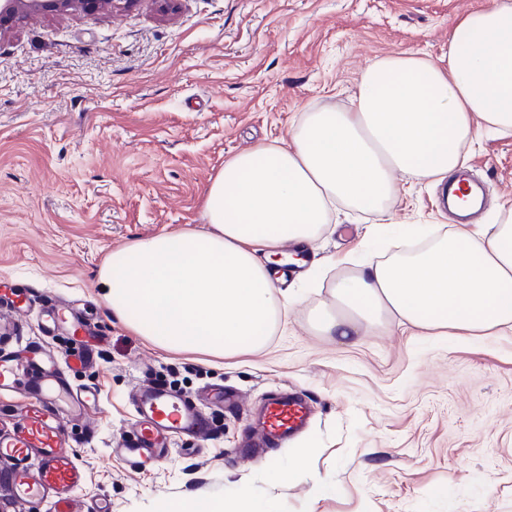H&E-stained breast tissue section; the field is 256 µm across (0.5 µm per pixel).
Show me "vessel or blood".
Wrapping results in <instances>:
<instances>
[{"mask_svg":"<svg viewBox=\"0 0 512 512\" xmlns=\"http://www.w3.org/2000/svg\"><path fill=\"white\" fill-rule=\"evenodd\" d=\"M18 364L0 357V399L14 396ZM26 399L13 427L0 433V461L11 469V493L17 500L39 504L52 499L55 512H72L75 491L85 473L66 453L69 417L83 414L98 400L96 394L74 390L58 368L55 357L36 349L26 367ZM137 416L133 435L125 448L131 469L142 470L164 459L168 443L176 436L200 438L210 431L207 417L190 400L164 388L145 386L134 396ZM311 409L295 393L272 399L257 433L246 450L266 448L299 433L309 423Z\"/></svg>","mask_w":512,"mask_h":512,"instance_id":"b4317fda","label":"vessel or blood"}]
</instances>
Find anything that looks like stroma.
I'll list each match as a JSON object with an SVG mask.
<instances>
[{
    "instance_id": "obj_1",
    "label": "stroma",
    "mask_w": 512,
    "mask_h": 512,
    "mask_svg": "<svg viewBox=\"0 0 512 512\" xmlns=\"http://www.w3.org/2000/svg\"><path fill=\"white\" fill-rule=\"evenodd\" d=\"M490 0H154L95 18L32 14L0 36V289L31 305L0 312V356L32 347L69 363L75 389L99 395L68 423L85 470L76 512H164L188 497L241 493L274 512H512V333L416 336L390 319L355 346L314 330L349 262L391 255L410 224L455 220L422 183L387 215L336 207L317 241L315 276H289L288 317L263 348L233 357L165 351L118 321L98 270L137 238L204 224L202 198L233 155L288 143L306 108L341 112L364 69L394 54L438 61L455 20ZM465 170L482 183L486 215L512 201V136L481 133ZM68 305L91 331L90 364L68 327L46 316ZM221 384L229 409L200 407L204 439L181 437L147 470L120 452L144 385L195 396ZM311 405L306 429L238 458L269 398ZM305 478L274 481L296 449Z\"/></svg>"
}]
</instances>
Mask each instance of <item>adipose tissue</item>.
Here are the masks:
<instances>
[{
  "mask_svg": "<svg viewBox=\"0 0 512 512\" xmlns=\"http://www.w3.org/2000/svg\"><path fill=\"white\" fill-rule=\"evenodd\" d=\"M512 135V0L453 24L439 63L416 54L374 61L345 112L311 110L287 145L236 154L209 184L206 222L117 248L99 271L118 320L164 350L234 356L261 347L287 315L275 266L284 245L312 250L332 206L385 212L397 177L454 179L480 131ZM424 249L358 263L337 279L339 312L318 330L356 345L387 318L421 336L512 332V204L487 224L434 236ZM165 512H269L263 502L192 498Z\"/></svg>",
  "mask_w": 512,
  "mask_h": 512,
  "instance_id": "1",
  "label": "adipose tissue"
}]
</instances>
